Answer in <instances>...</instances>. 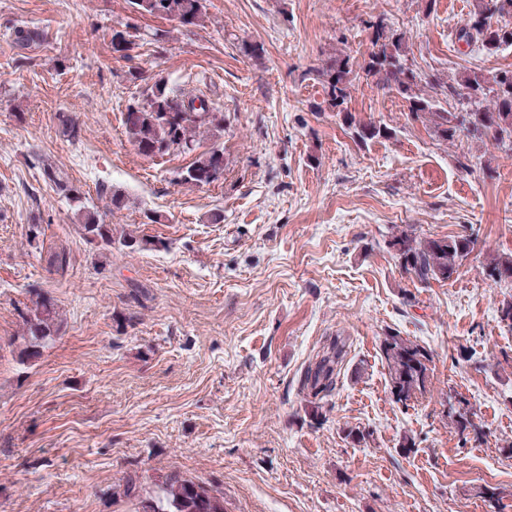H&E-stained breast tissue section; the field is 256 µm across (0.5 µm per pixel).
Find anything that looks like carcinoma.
Wrapping results in <instances>:
<instances>
[{"mask_svg":"<svg viewBox=\"0 0 512 512\" xmlns=\"http://www.w3.org/2000/svg\"><path fill=\"white\" fill-rule=\"evenodd\" d=\"M133 12L141 16L177 21L183 27L197 25L205 9V0H128ZM512 17V0H475L474 10L461 38L477 40L489 53L512 46V26L500 19ZM372 28L371 47L360 68L376 78V86L401 96L409 104L410 113L424 119L440 137L448 141L467 133L486 137L500 149L512 151V69L498 70L489 76L468 74L456 84L431 85L434 94H424L419 88L422 78L404 54V33L394 29L382 17L369 22ZM139 32L129 25L112 30V51L127 56L136 44ZM350 57L335 65L316 71V79L325 88L327 107L342 116L360 141L385 138L390 129L385 124L356 119L348 112L351 75ZM457 101L455 111L441 102ZM126 134L145 157L169 152L196 153L195 160L180 173L179 182L195 186L207 185L224 175V146L215 142L204 151H197L201 137L211 131L224 130V113L208 107L200 95L190 96L158 79L137 99L130 102L124 113ZM48 178L77 203L76 215L86 242L103 253L119 243L130 249L161 246V241L112 236V226L101 224L82 202L79 190L68 186L56 170L46 171ZM474 240L468 236L419 238L401 231L391 237L390 246L401 269L423 285L445 283L455 279L470 252ZM484 275L495 284L512 285V254L491 258ZM31 315L27 321L21 361L40 355L41 349L61 331V322L54 303L40 293L33 294ZM381 352L388 369L390 393L396 402L406 403L416 394L426 391L429 381L431 352L421 344L398 334L384 336ZM346 355L345 345L334 340L328 351L304 372L302 385L314 398L322 401L336 389L338 366ZM459 433L471 434L479 440L482 429L466 414L448 415ZM138 512H224V494L177 473L167 475L154 498L139 502Z\"/></svg>","mask_w":512,"mask_h":512,"instance_id":"obj_1","label":"carcinoma"}]
</instances>
